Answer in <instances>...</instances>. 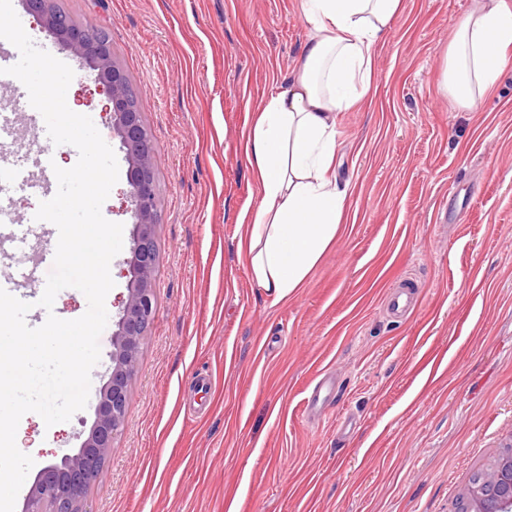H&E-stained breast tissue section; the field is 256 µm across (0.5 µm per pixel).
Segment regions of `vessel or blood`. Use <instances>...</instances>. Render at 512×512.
<instances>
[{"label":"vessel or blood","mask_w":512,"mask_h":512,"mask_svg":"<svg viewBox=\"0 0 512 512\" xmlns=\"http://www.w3.org/2000/svg\"><path fill=\"white\" fill-rule=\"evenodd\" d=\"M29 128L39 134H46L44 119L37 112H2L0 113V238H9L12 231L9 227L14 220L10 191L14 182H21L25 186L45 197H53L56 193L57 180L51 166L50 155L37 157L33 170L28 171L23 179H16L7 164L10 157V146L15 142L21 128ZM30 277L29 272L15 274L12 272L0 273V288L6 290L18 299L34 303L41 294L37 291L24 290L23 284ZM417 288L414 284L403 283L393 289L387 296V310L394 317L408 316L415 308Z\"/></svg>","instance_id":"vessel-or-blood-1"}]
</instances>
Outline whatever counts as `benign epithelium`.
Returning <instances> with one entry per match:
<instances>
[{
  "label": "benign epithelium",
  "instance_id": "1",
  "mask_svg": "<svg viewBox=\"0 0 512 512\" xmlns=\"http://www.w3.org/2000/svg\"><path fill=\"white\" fill-rule=\"evenodd\" d=\"M27 10L82 63L91 65L95 81L109 95L112 119L126 151L127 198L132 205L131 277L118 321L117 343L108 380L99 390L95 418L88 437L73 454L45 466L34 482L25 512H88V486L99 481L112 451L115 434L124 424L129 404V381L138 353L155 315L153 289L158 260L156 239L157 190L155 156L134 101L127 77L112 59V52L93 31L50 11V0H26ZM469 512H512V453L499 458L482 473L477 486L462 492Z\"/></svg>",
  "mask_w": 512,
  "mask_h": 512
}]
</instances>
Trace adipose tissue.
I'll list each match as a JSON object with an SVG mask.
<instances>
[{
  "label": "adipose tissue",
  "instance_id": "adipose-tissue-1",
  "mask_svg": "<svg viewBox=\"0 0 512 512\" xmlns=\"http://www.w3.org/2000/svg\"><path fill=\"white\" fill-rule=\"evenodd\" d=\"M305 49L286 90L255 112L246 156L261 194L242 222L249 272L275 300L296 294L336 239L347 187L336 178V115L372 89L373 48L402 0H301ZM512 0H474L446 52L443 87L462 110L490 94L512 59Z\"/></svg>",
  "mask_w": 512,
  "mask_h": 512
}]
</instances>
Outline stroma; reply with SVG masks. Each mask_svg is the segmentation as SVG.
<instances>
[{
    "label": "stroma",
    "instance_id": "1",
    "mask_svg": "<svg viewBox=\"0 0 512 512\" xmlns=\"http://www.w3.org/2000/svg\"><path fill=\"white\" fill-rule=\"evenodd\" d=\"M112 36L156 160L155 317L92 512H456L473 472L512 444V66L475 111L441 88L472 0H403L373 50V89L336 117L345 224L293 297L273 302L238 243L260 193L245 156L251 115L284 89L305 46L300 0H58ZM107 94L74 73L68 105L92 114L128 163ZM39 194L0 270L40 267ZM111 261L108 321L85 409L46 426L25 414L34 465L74 453L107 379L129 276ZM411 280L419 305L390 317ZM336 398L301 407L320 371ZM416 293L414 284L404 282L387 295V311L397 318L408 316L415 308Z\"/></svg>",
    "mask_w": 512,
    "mask_h": 512
}]
</instances>
